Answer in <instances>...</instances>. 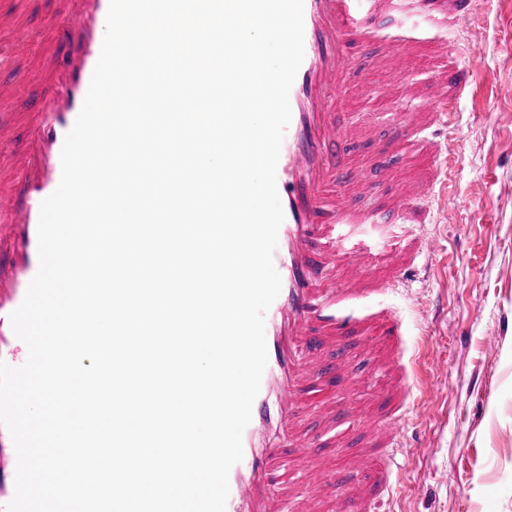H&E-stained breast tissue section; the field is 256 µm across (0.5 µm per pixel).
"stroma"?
Here are the masks:
<instances>
[{
  "mask_svg": "<svg viewBox=\"0 0 512 512\" xmlns=\"http://www.w3.org/2000/svg\"><path fill=\"white\" fill-rule=\"evenodd\" d=\"M58 0H28L21 31L39 54L56 50L50 22ZM396 33L378 18L364 46L358 84L345 109L362 118L374 137L352 145L363 165L390 137L389 82L376 54ZM421 46L400 60L404 74L426 86L447 33L421 32ZM458 58L474 73L473 84L444 137L453 142L447 198H434V221L418 226L429 250L414 276L378 301L328 304L327 314L370 320L379 310L401 319L403 364L410 395L399 419L401 440L393 451L396 489L390 512H512V0H486L456 42ZM0 82L16 100L0 102L16 136L39 86L22 65L0 57ZM389 377L377 366L363 369L330 396L346 395L361 414L338 412L333 423L308 415L332 470L347 468L365 453L362 438Z\"/></svg>",
  "mask_w": 512,
  "mask_h": 512,
  "instance_id": "stroma-1",
  "label": "stroma"
}]
</instances>
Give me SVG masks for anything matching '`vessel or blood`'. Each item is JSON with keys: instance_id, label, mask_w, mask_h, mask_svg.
I'll return each instance as SVG.
<instances>
[{"instance_id": "1", "label": "vessel or blood", "mask_w": 512, "mask_h": 512, "mask_svg": "<svg viewBox=\"0 0 512 512\" xmlns=\"http://www.w3.org/2000/svg\"><path fill=\"white\" fill-rule=\"evenodd\" d=\"M477 0H304V59L289 94L291 120L285 131L276 169L277 189L284 212L278 232L274 265L281 277V291L265 315L268 362L261 380L250 423L243 431V458L229 474L225 512H271L273 500L289 505L291 512H322L328 499H335L336 512H379L392 494L393 471L377 463L374 470L358 465L343 492H336L324 461H317L304 492H295L286 481L277 480L282 448L305 447L303 414L307 399L325 376L338 380L354 377L355 367L344 353L328 362L325 344L347 334L346 322L324 316L319 303L326 298L342 300L388 293L422 257V242L391 241L393 224H429L433 213L428 201L434 193L444 145L434 137L435 128L454 114L469 84L467 67L455 61L442 64L428 90L407 82L395 61L403 44L402 30L413 24L442 26L448 31L467 21ZM20 0H0V31L13 34V55L27 51L17 36L16 11ZM109 0H72L53 17L54 39L65 53H51L34 64L31 82L46 93L27 115L30 136L14 146L12 125L0 120V144L13 145L15 162L0 166V251L21 254V264H0V335L10 337L0 346V360L22 365L27 347L14 338L9 316L23 302L38 267L40 205L58 187L61 150L87 94L104 38ZM390 14L399 31L377 54L379 63L401 84L393 107L401 117L391 129L392 142L403 154L422 164L416 182L401 181L388 154H380L375 166L359 170L352 166L347 142L363 138L362 130L344 124L339 113L345 92L356 82L359 61L352 52L356 42L367 39V18L373 13ZM429 101L428 111L415 118L403 117L406 101ZM375 182L390 183L394 193L384 208L363 209L354 199ZM373 240L377 250L350 247L344 276H332L335 240L345 234ZM378 334L387 347L385 368L390 374L380 419L370 421L366 434L375 448L398 445L397 420L409 391L399 354L401 325L381 319Z\"/></svg>"}]
</instances>
